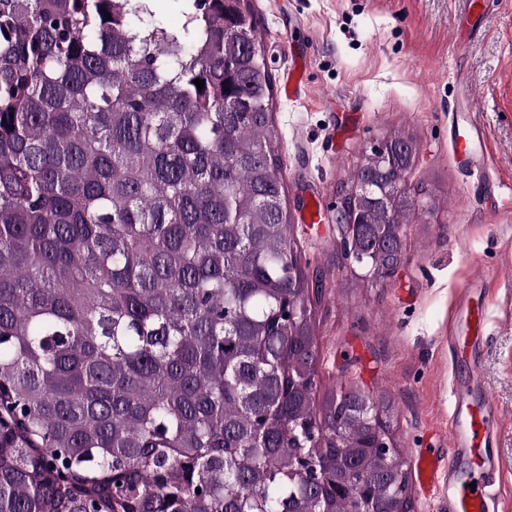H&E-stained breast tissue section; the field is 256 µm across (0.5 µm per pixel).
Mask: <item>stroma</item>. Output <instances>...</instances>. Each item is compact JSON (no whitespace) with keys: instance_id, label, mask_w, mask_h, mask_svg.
Here are the masks:
<instances>
[{"instance_id":"1","label":"stroma","mask_w":512,"mask_h":512,"mask_svg":"<svg viewBox=\"0 0 512 512\" xmlns=\"http://www.w3.org/2000/svg\"><path fill=\"white\" fill-rule=\"evenodd\" d=\"M258 50L273 77L275 150L305 273H320L313 301L315 397L358 390L392 406V437L409 472L412 512H448V470L418 485L422 448L450 451V390L487 394L499 421L495 512H512V0L484 15L468 0H247ZM305 61L302 91L282 84ZM468 105L485 133L481 168L463 167L449 139L452 112ZM414 141L411 184L432 207L405 227L390 278L362 279L342 253L331 215L341 185L389 135ZM315 203L317 223L303 220ZM486 284L484 341L452 360L450 328L475 280Z\"/></svg>"}]
</instances>
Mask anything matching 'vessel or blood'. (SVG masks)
<instances>
[{"mask_svg": "<svg viewBox=\"0 0 512 512\" xmlns=\"http://www.w3.org/2000/svg\"><path fill=\"white\" fill-rule=\"evenodd\" d=\"M450 136L461 164H472L484 142V132L472 121L467 110L454 115ZM482 284L469 286L462 308V328L452 331L451 347L455 357L464 356L471 342L482 338ZM455 405L448 432L454 455L448 462V506L450 512H490V481L494 470L486 450L488 438V402L473 399L467 388L454 391Z\"/></svg>", "mask_w": 512, "mask_h": 512, "instance_id": "vessel-or-blood-1", "label": "vessel or blood"}]
</instances>
